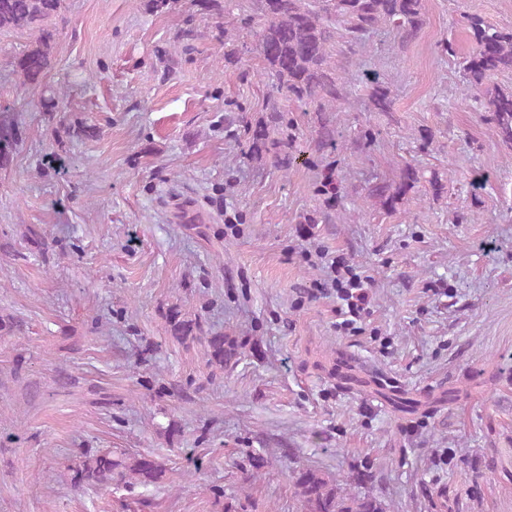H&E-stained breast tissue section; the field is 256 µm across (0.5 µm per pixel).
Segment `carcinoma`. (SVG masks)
I'll use <instances>...</instances> for the list:
<instances>
[{
  "label": "carcinoma",
  "instance_id": "obj_1",
  "mask_svg": "<svg viewBox=\"0 0 512 512\" xmlns=\"http://www.w3.org/2000/svg\"><path fill=\"white\" fill-rule=\"evenodd\" d=\"M62 0H0V33L35 28L57 14ZM201 9L224 17V45L231 58L240 53L235 38L244 31L256 38V51L262 62L261 76L271 87L263 111L266 119L254 132L252 152L257 157L277 150L276 162L295 161L293 119L286 117L297 104L313 112H334L348 98L352 88L341 73L354 65V55L367 45L370 36L382 26L396 30L401 44L415 40L424 25L422 0H203ZM468 32L473 47L462 58L460 72L464 91L485 113L497 136L512 145V86L492 83L500 74H512V29H498L476 14L468 16ZM341 51H336V43ZM54 48L53 33L43 29L39 36L13 61L21 85L41 83ZM368 103L372 112L393 109L392 90L375 77L369 86ZM12 107L0 104V168L9 165L24 128L11 114ZM318 147L337 150L335 131L319 120ZM420 170L405 165L399 179L379 182L368 196L393 208L406 199L419 180ZM336 197L327 207L305 217L315 223L329 222L343 205L342 178L335 175ZM173 334L193 335L194 327L169 311ZM211 358L218 364L235 354V345L222 336L207 337ZM163 469L146 457H123L110 451L84 457L76 468L74 484L98 485L113 480H132L147 486L159 483ZM296 495L305 512H381L376 498L356 497L343 492L321 474L305 470L295 476Z\"/></svg>",
  "mask_w": 512,
  "mask_h": 512
}]
</instances>
